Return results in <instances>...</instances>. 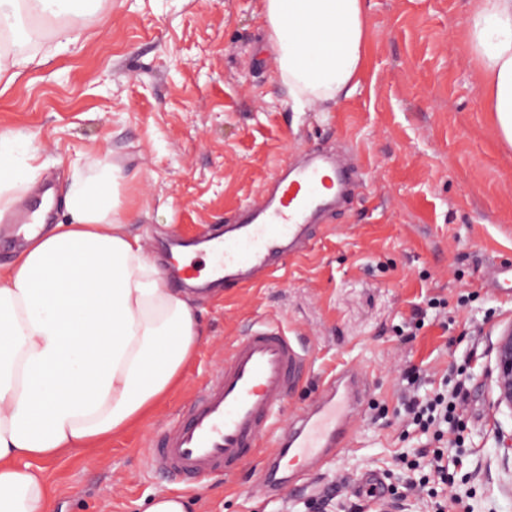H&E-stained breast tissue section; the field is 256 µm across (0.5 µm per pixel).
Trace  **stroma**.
I'll return each instance as SVG.
<instances>
[{
  "instance_id": "obj_1",
  "label": "stroma",
  "mask_w": 512,
  "mask_h": 512,
  "mask_svg": "<svg viewBox=\"0 0 512 512\" xmlns=\"http://www.w3.org/2000/svg\"><path fill=\"white\" fill-rule=\"evenodd\" d=\"M366 67L333 112L292 111L260 0H102L75 23L76 46L56 51L42 20L43 57L0 81V132H21L45 160L39 185L62 191L73 162L108 156L125 178L119 201L149 256L174 236L203 238L261 195L286 160L316 150L354 160L358 193L320 220L312 247L285 271L203 303L204 338L179 388L95 460L46 462L53 512H145L180 492L193 512H310L333 497L342 512L367 475L396 491L405 512H426L403 459L433 447L408 426L404 400L443 388L466 369L462 442L453 491L466 512H512V409L495 407V352L512 326V301L483 283L512 261V149L499 138L476 84L465 37L471 0H370ZM438 308H431L430 300ZM424 320H417V312ZM273 321L307 355L308 369L281 413L290 419L322 379L358 369L361 420L344 456L282 481L259 483L263 455L221 479L191 486L148 467L150 439L174 422L233 343ZM483 359L463 367L472 344ZM420 378L408 385L405 373Z\"/></svg>"
}]
</instances>
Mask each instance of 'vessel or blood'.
<instances>
[{
	"instance_id": "1",
	"label": "vessel or blood",
	"mask_w": 512,
	"mask_h": 512,
	"mask_svg": "<svg viewBox=\"0 0 512 512\" xmlns=\"http://www.w3.org/2000/svg\"><path fill=\"white\" fill-rule=\"evenodd\" d=\"M353 191L336 154L311 153L280 166L269 188L244 205L211 243L216 284L251 286L280 271L286 259L306 251L309 232L325 207ZM488 286L512 298V263L493 264ZM305 368L303 351L284 329L271 323L251 326L179 419L154 437L153 466L187 483L234 470L260 448ZM363 387L355 369L325 379L312 407L295 414L276 440L277 455L303 466L328 449L348 447Z\"/></svg>"
}]
</instances>
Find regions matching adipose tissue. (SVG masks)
Segmentation results:
<instances>
[{
	"mask_svg": "<svg viewBox=\"0 0 512 512\" xmlns=\"http://www.w3.org/2000/svg\"><path fill=\"white\" fill-rule=\"evenodd\" d=\"M95 0H0V30L25 14L55 19ZM367 0H261L293 111L331 112L360 85ZM467 39L477 82L512 147V0H476ZM22 134L0 133V216L43 169ZM117 166L74 165L65 222L35 224L0 266V512H52L42 462L95 457L144 421L177 387L203 338L201 309L177 292L119 211Z\"/></svg>",
	"mask_w": 512,
	"mask_h": 512,
	"instance_id": "obj_1",
	"label": "adipose tissue"
}]
</instances>
